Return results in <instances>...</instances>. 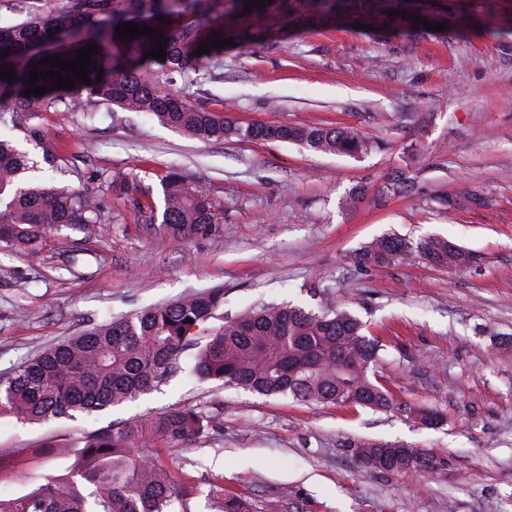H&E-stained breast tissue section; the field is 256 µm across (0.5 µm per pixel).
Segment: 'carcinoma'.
Here are the masks:
<instances>
[{
	"instance_id": "obj_1",
	"label": "carcinoma",
	"mask_w": 512,
	"mask_h": 512,
	"mask_svg": "<svg viewBox=\"0 0 512 512\" xmlns=\"http://www.w3.org/2000/svg\"><path fill=\"white\" fill-rule=\"evenodd\" d=\"M25 20L0 27V70L15 71V82L0 79V115L9 112L27 123L41 112H79L98 105L148 112L163 124L203 139L296 142L311 151L356 156L368 141L350 127L241 126L224 115L190 101L172 88L173 74L191 62L201 65L211 53L194 55L203 32L223 34L216 19L201 11L199 0H28ZM320 9L324 18L360 22L374 32L411 37L418 24L399 15L406 11L430 22L445 19L409 0H292L303 15ZM397 14L391 16L389 11ZM196 13L194 23L172 28L161 18ZM134 22L161 30L165 60L145 57L158 49V34L119 39L117 25ZM57 44L61 59H77V50L97 45L91 55L92 84L39 97L25 90L52 86L48 76L28 83L31 63L45 71L38 44ZM6 57H1V54ZM158 68L153 69L151 65ZM104 69L98 75L96 68ZM27 156L0 136V248L39 255L47 233L73 225L87 236L107 231V215L94 192L68 185L26 186L19 174ZM164 209L160 229L190 238L221 223L224 205L194 190L172 172L161 183ZM413 252L436 266L461 267L474 256L437 237L415 245L399 237H382L365 246L359 261L386 266ZM224 305V289L196 292L174 303L145 309L125 318L93 324L77 336L49 347L0 376V417L23 422L74 417L134 401L184 372L183 354L193 355L194 371L205 381H221L265 396L289 394L306 402L383 409L390 392L371 379L380 356L379 340L363 333L352 313L327 304L315 312L301 306H268L213 324ZM192 318L193 322L186 321ZM212 417L194 408L173 409L145 420L126 421L84 435L71 449L72 465L9 499L0 512H170L186 505L192 487L160 461L161 448H173L204 435ZM388 454L380 472H433L445 460L401 442L377 448L363 441L353 450L362 455ZM219 512H251L246 501L215 491Z\"/></svg>"
}]
</instances>
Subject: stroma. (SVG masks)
<instances>
[{
  "label": "stroma",
  "mask_w": 512,
  "mask_h": 512,
  "mask_svg": "<svg viewBox=\"0 0 512 512\" xmlns=\"http://www.w3.org/2000/svg\"><path fill=\"white\" fill-rule=\"evenodd\" d=\"M459 25L405 40L333 21L303 23L287 0L234 17L230 45L176 90L241 125L348 126L370 141L358 157L292 142L202 139L138 112H44L36 123L57 167L24 127L0 126L41 167L30 179L95 191L109 232L62 227L39 261L0 250V374L89 324L224 291L221 316L332 300L382 349L384 410L265 397L183 375L138 400L76 418L0 417V498L69 466L89 431L171 408L215 418L207 437L163 449L194 486L189 512H215L212 491L252 512H512V0H436ZM486 15L493 30L477 27ZM260 32L250 45L239 31ZM179 171L224 204L222 223L190 239L145 221L161 181ZM136 174L135 195L112 181ZM405 174L404 192L386 191ZM357 204H349L352 191ZM456 201L440 206L442 197ZM443 237L473 253L463 268L412 256L360 264L384 235ZM445 420L430 428L423 408ZM361 441L402 442L447 461L434 473L384 474L353 456Z\"/></svg>",
  "instance_id": "stroma-1"
}]
</instances>
